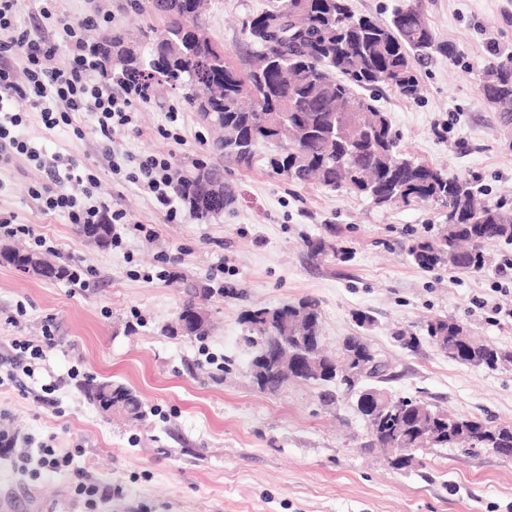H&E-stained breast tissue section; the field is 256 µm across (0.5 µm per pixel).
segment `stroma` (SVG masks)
Segmentation results:
<instances>
[{"label": "stroma", "instance_id": "1", "mask_svg": "<svg viewBox=\"0 0 512 512\" xmlns=\"http://www.w3.org/2000/svg\"><path fill=\"white\" fill-rule=\"evenodd\" d=\"M266 0H210L207 32L226 49L243 50L242 22ZM441 43V54L416 67L417 98L385 88L378 105L416 160L473 182L481 196L512 209V125L479 93L491 45L512 51V0H417ZM62 16L101 18V40L121 30L133 40L161 29L162 18L129 0H56ZM135 128L103 142L90 114L75 126L49 129L37 110L22 135L45 157L94 165L93 199L125 211L119 240L99 249L77 234L62 212H44L29 190L46 179L26 156L0 172V219L12 218L44 236L60 260L81 264L79 282L47 281L0 264V337H42L53 321L57 345L41 365L56 385L57 409L12 390L0 394L18 434L0 455V497L14 493V512H87L73 475L31 479L20 467L29 447L55 436L73 451L74 468L122 492L96 512H512V457L488 448H422L404 469L391 468L370 446L356 397L322 402L321 387L291 384L270 395L250 376L252 354L242 336L245 314L304 297L319 301L321 336L333 349L343 337H366L388 365L381 387L418 397L448 413L512 425V363L496 370L448 359L433 343L402 349L395 330L420 333L425 320L448 317L512 354V244L486 248L482 271H425L406 256L412 235L446 224L429 204L380 209L359 196L298 186L264 166L225 165L232 204L210 223L187 209L167 220L123 176L113 158L156 152L176 171H193L215 156L198 115L179 94L157 87L135 101ZM153 231L144 237L135 224ZM325 237L345 258L310 254L307 240ZM207 287L211 329L202 339L175 333L186 298L184 282ZM27 314L9 322L17 305ZM374 323L359 326L357 313ZM85 375L131 388L146 416L128 421L102 413L72 379Z\"/></svg>", "mask_w": 512, "mask_h": 512}]
</instances>
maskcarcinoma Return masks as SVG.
Wrapping results in <instances>:
<instances>
[{"mask_svg":"<svg viewBox=\"0 0 512 512\" xmlns=\"http://www.w3.org/2000/svg\"><path fill=\"white\" fill-rule=\"evenodd\" d=\"M150 0L164 18L154 37L166 40L167 55L155 56L151 43L131 47L117 31L98 43L103 75L148 99L156 85L179 91L182 100L216 136L213 153L239 168L265 161L274 173L300 185H319L354 193L378 208L430 202L447 207L448 224L437 234L412 240L407 254L421 269L481 271L484 245L512 241V210L499 203L479 202L471 182L443 168L420 163L399 148L390 118L376 106L372 92L391 88L405 97L419 91L416 61L431 52L455 57L456 46L438 42L419 7L406 3L390 17L356 14L350 0H278L249 14L244 34L249 51L244 63L206 32L205 0ZM276 22L280 39L263 28ZM209 48L210 71L222 94L201 101L192 92L200 75L197 52ZM481 93L500 101L512 116V52L493 51ZM224 172L221 167L197 165L196 171L175 182L176 198L202 224L213 217L203 204V188ZM315 256H336L323 238L307 241ZM38 256L34 251L9 249L0 259L23 270ZM245 342L253 347L251 369L260 372L258 389L275 393L290 379L265 364L274 337L288 334L321 346L319 302L303 298L279 307H260L246 316ZM425 335L448 358L475 367L495 369L507 356L495 345L470 334L453 319L434 317ZM372 351L359 336L346 337L333 354L325 355L326 371L302 382L324 385L346 376ZM84 391L102 411L113 406L128 420H140L144 407L129 388L110 380L90 378ZM386 395L359 408L376 432L370 445L387 448H457L485 442L512 456V426H492L446 413L421 399H401L402 412L385 405Z\"/></svg>","mask_w":512,"mask_h":512,"instance_id":"carcinoma-1","label":"carcinoma"}]
</instances>
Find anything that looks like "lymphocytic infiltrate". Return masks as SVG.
Wrapping results in <instances>:
<instances>
[{
	"mask_svg": "<svg viewBox=\"0 0 512 512\" xmlns=\"http://www.w3.org/2000/svg\"><path fill=\"white\" fill-rule=\"evenodd\" d=\"M16 2L0 0V32L8 34L7 39H0V170L10 168L20 155L36 162L41 159L40 152L18 132L22 124L20 104L24 101L39 109L44 125L50 129L72 125L86 112L94 116L97 133L107 141L116 131L133 126L135 93L112 92L96 79L102 70V59L92 44L97 20L63 21L71 58L68 67L59 69L53 65L59 44L46 37H32L28 30L19 28L13 18ZM111 170L116 175L122 173L117 164ZM45 171L47 183L32 191L44 211L68 212L75 224L128 223L126 212L110 211L102 203L83 206L79 197L70 193L73 185H96L98 177L92 168L71 162L63 169L46 165ZM125 176L152 199L158 211L176 216L170 157L148 154L135 158L132 171ZM54 346L50 335L39 343L12 337L7 348L0 350V392L27 390V379L34 377L37 364Z\"/></svg>",
	"mask_w": 512,
	"mask_h": 512,
	"instance_id": "1",
	"label": "lymphocytic infiltrate"
}]
</instances>
